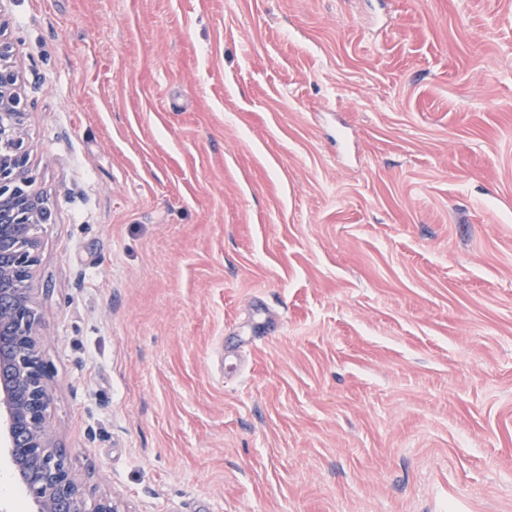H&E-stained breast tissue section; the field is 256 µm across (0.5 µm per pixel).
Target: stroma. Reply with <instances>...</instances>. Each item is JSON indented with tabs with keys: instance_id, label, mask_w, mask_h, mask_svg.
<instances>
[{
	"instance_id": "1",
	"label": "stroma",
	"mask_w": 512,
	"mask_h": 512,
	"mask_svg": "<svg viewBox=\"0 0 512 512\" xmlns=\"http://www.w3.org/2000/svg\"><path fill=\"white\" fill-rule=\"evenodd\" d=\"M0 40L94 494L512 512V0H5Z\"/></svg>"
}]
</instances>
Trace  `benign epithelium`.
<instances>
[{"instance_id": "7a95c632", "label": "benign epithelium", "mask_w": 512, "mask_h": 512, "mask_svg": "<svg viewBox=\"0 0 512 512\" xmlns=\"http://www.w3.org/2000/svg\"><path fill=\"white\" fill-rule=\"evenodd\" d=\"M26 116L10 45L0 41V138L9 142L0 156V439L36 512H123L74 473L48 417L51 376L32 284L40 246L33 229L49 223L50 211L30 166Z\"/></svg>"}]
</instances>
